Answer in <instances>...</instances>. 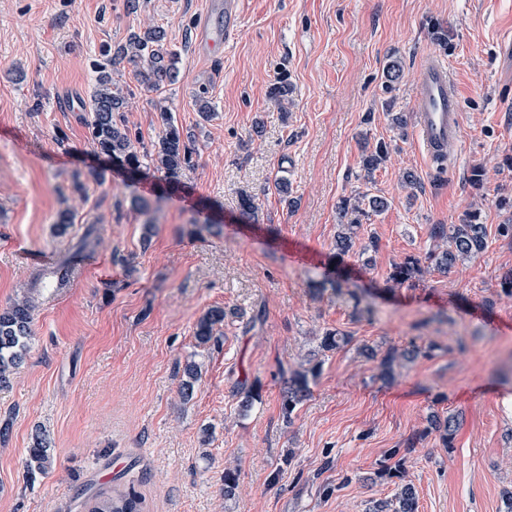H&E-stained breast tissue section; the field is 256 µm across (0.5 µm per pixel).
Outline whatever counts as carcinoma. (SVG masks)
Returning <instances> with one entry per match:
<instances>
[{"label": "carcinoma", "instance_id": "carcinoma-1", "mask_svg": "<svg viewBox=\"0 0 512 512\" xmlns=\"http://www.w3.org/2000/svg\"><path fill=\"white\" fill-rule=\"evenodd\" d=\"M101 59L92 61L95 86L90 99L91 120L88 121L90 145L94 151L107 157L109 162L121 168L129 181L136 182L143 175V169L153 166L163 174L167 187L176 190L183 186L186 171L193 167L195 148L176 124L173 113L161 105L157 113L160 135L151 148H138L140 139H132L122 119L128 96L132 95L129 85H119L112 77L113 71L124 61L137 66V81L147 88L158 90L175 82L178 78V54L164 48V31L159 27L134 32L126 44L101 49ZM388 148L384 142L376 144L373 151L365 154L363 167L371 172L378 168L386 157ZM388 206L382 196H370L367 202H351L348 199L339 205L340 232L336 238V255L342 257L353 248L354 240L363 227L362 218L371 213H380ZM432 235L445 239V246L420 256L409 254L392 264L389 280L399 286L412 287L420 280L425 269L448 272L459 263L480 257L487 248L486 226L477 223V216L468 213L460 224L440 225ZM38 307L32 293L27 292L14 300L7 308L0 309V388L10 385L13 376L23 364L29 350L31 322ZM226 312L221 307L208 310L198 321L194 336L198 344H208L214 335L215 326L224 323ZM351 337L339 330L323 332L319 349L333 351L350 342ZM369 360L378 361L380 376L386 381L395 379V369L403 361L417 355L414 349L398 351L391 349L384 355L367 347L363 350ZM318 366L305 372H296L284 382L281 410L283 417L290 420L300 405L311 395L309 377L316 376ZM200 380L198 366L188 362L183 367L179 394L189 402ZM459 421L454 415L440 418L432 415L425 432L439 434L443 445L451 444L458 429ZM53 465L49 437L45 430L37 429L31 435L27 450L26 468L30 474L47 472ZM86 512H141V500L134 487L112 492L100 489L84 502ZM373 512H418V498L413 483L401 481L394 502L377 501Z\"/></svg>", "mask_w": 512, "mask_h": 512}]
</instances>
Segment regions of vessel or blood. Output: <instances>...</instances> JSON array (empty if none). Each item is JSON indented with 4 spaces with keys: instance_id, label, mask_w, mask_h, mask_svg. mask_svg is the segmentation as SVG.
<instances>
[{
    "instance_id": "obj_1",
    "label": "vessel or blood",
    "mask_w": 512,
    "mask_h": 512,
    "mask_svg": "<svg viewBox=\"0 0 512 512\" xmlns=\"http://www.w3.org/2000/svg\"><path fill=\"white\" fill-rule=\"evenodd\" d=\"M239 0H210L195 31V51L215 58L240 32ZM417 139L429 161L454 163L460 147V99L445 62L428 59L420 66L413 95Z\"/></svg>"
}]
</instances>
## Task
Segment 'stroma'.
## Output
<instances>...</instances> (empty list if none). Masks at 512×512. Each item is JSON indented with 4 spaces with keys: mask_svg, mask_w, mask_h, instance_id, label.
<instances>
[{
    "mask_svg": "<svg viewBox=\"0 0 512 512\" xmlns=\"http://www.w3.org/2000/svg\"><path fill=\"white\" fill-rule=\"evenodd\" d=\"M207 2L139 0L132 12L127 0H0V309L37 273L27 250L75 256L93 224L86 253L99 259L66 287L41 288L26 362L0 389V420L11 422L0 512H83V485L135 487L143 512H368L397 489L387 468L412 481L418 512H507L512 294L500 278L512 238L498 227L512 209L498 200L512 198V0H240L238 38L201 60L192 41ZM149 26L165 30L181 74L158 91L135 86L125 124L152 143L165 101L196 149L184 188L165 196L153 170L133 184L113 169L98 183L87 174L91 63ZM428 57L447 62L461 100V146L444 169L416 140L413 94ZM278 85L289 94L277 100ZM202 86L208 121L195 102ZM380 141L389 153L366 174ZM476 168L480 192L469 184ZM408 171L415 186L402 182ZM365 194L388 200L359 234L378 246L337 257L339 204ZM246 196L257 206L249 220ZM65 209L74 222L59 236ZM469 212L487 228L485 253L412 288L389 282L394 262L436 247L433 225ZM336 274L338 288L315 291ZM213 307L228 315L198 344L195 325ZM328 329L351 343L320 351ZM365 344L421 353L387 384ZM189 361L202 376L184 402ZM313 365L309 399L285 419V379ZM242 382L261 388L244 415ZM433 412L458 416L451 447L426 433ZM39 425L54 461L32 480L26 450ZM228 466L239 482L231 500Z\"/></svg>",
    "mask_w": 512,
    "mask_h": 512,
    "instance_id": "1",
    "label": "stroma"
}]
</instances>
